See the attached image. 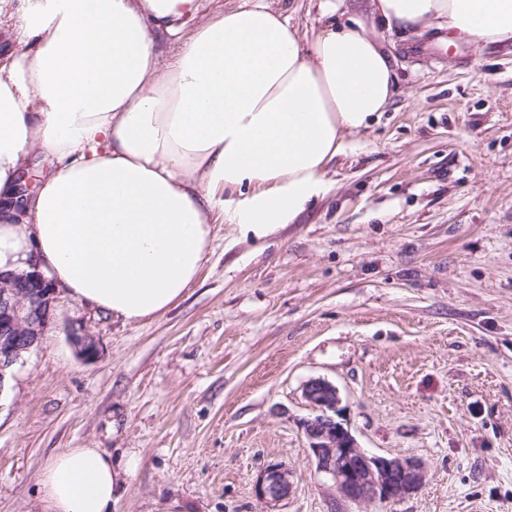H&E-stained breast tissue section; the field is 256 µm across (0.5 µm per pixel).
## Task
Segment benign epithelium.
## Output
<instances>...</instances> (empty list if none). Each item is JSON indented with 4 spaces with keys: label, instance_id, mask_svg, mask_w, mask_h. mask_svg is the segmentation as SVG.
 Wrapping results in <instances>:
<instances>
[{
    "label": "benign epithelium",
    "instance_id": "benign-epithelium-1",
    "mask_svg": "<svg viewBox=\"0 0 512 512\" xmlns=\"http://www.w3.org/2000/svg\"><path fill=\"white\" fill-rule=\"evenodd\" d=\"M56 288L39 271L0 276V393L8 371L35 343L21 337L43 334L55 315ZM87 357L96 353V339L74 328L71 332ZM303 397L312 414L303 422L308 450L316 472L330 481L338 500L366 507L399 502L416 492L426 476L424 464L401 455L367 453L341 418L339 389L329 381L307 382ZM292 491L291 471L278 462L267 464L256 476L254 494L260 512H280Z\"/></svg>",
    "mask_w": 512,
    "mask_h": 512
}]
</instances>
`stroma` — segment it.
Wrapping results in <instances>:
<instances>
[{"instance_id": "1", "label": "stroma", "mask_w": 512, "mask_h": 512, "mask_svg": "<svg viewBox=\"0 0 512 512\" xmlns=\"http://www.w3.org/2000/svg\"><path fill=\"white\" fill-rule=\"evenodd\" d=\"M319 3L268 0L309 38L359 20L392 59L389 107L345 135L293 223L260 239L216 225L163 315L58 290L0 394V512H44L41 473L68 448L137 458L112 512H259L271 462L292 471L281 512H330L303 431L313 378L339 389L367 452L425 464L391 512H512V42Z\"/></svg>"}]
</instances>
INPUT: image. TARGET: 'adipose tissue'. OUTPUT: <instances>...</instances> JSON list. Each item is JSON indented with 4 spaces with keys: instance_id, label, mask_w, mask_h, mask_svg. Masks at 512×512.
<instances>
[{
    "instance_id": "adipose-tissue-1",
    "label": "adipose tissue",
    "mask_w": 512,
    "mask_h": 512,
    "mask_svg": "<svg viewBox=\"0 0 512 512\" xmlns=\"http://www.w3.org/2000/svg\"><path fill=\"white\" fill-rule=\"evenodd\" d=\"M205 6L0 0V206L31 154L46 161L21 215L0 218V273L37 262L74 299L128 321L162 315L195 282L216 214L259 238L293 223L344 135L391 101L390 59L362 23L308 40L265 0ZM372 8L390 29L512 40V0ZM134 469L66 449L41 474L47 512H112Z\"/></svg>"
}]
</instances>
